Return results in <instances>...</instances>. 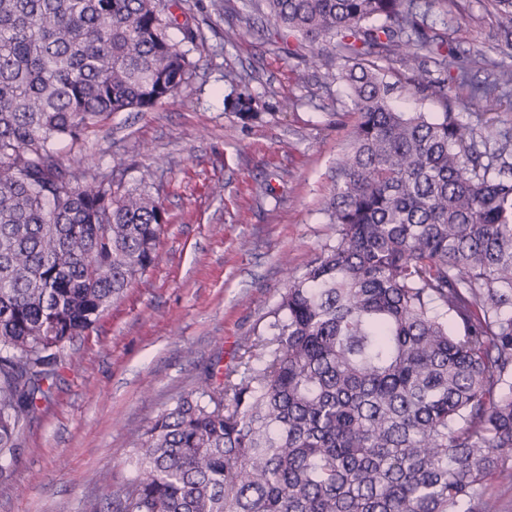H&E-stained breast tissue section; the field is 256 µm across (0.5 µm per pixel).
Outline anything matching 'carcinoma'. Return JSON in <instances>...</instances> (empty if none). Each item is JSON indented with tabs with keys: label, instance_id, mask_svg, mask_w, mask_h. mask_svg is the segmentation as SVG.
I'll return each instance as SVG.
<instances>
[{
	"label": "carcinoma",
	"instance_id": "obj_1",
	"mask_svg": "<svg viewBox=\"0 0 512 512\" xmlns=\"http://www.w3.org/2000/svg\"><path fill=\"white\" fill-rule=\"evenodd\" d=\"M307 61L338 64L356 115L327 206L336 241L288 281L244 371L200 385L139 435L112 512H498L512 486V162L455 112L389 103V60L491 109L404 0H265ZM512 48V0H491ZM176 0H0V457L49 400L65 343L154 265L165 211L65 165L116 112L175 96L193 67ZM429 59L440 77L422 67ZM225 107L261 119L240 93Z\"/></svg>",
	"mask_w": 512,
	"mask_h": 512
}]
</instances>
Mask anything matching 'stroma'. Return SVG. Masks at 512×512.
<instances>
[{
  "label": "stroma",
  "instance_id": "obj_1",
  "mask_svg": "<svg viewBox=\"0 0 512 512\" xmlns=\"http://www.w3.org/2000/svg\"><path fill=\"white\" fill-rule=\"evenodd\" d=\"M177 13L196 32L190 43L170 31L195 63L181 91L54 145L64 163L84 159L104 182L154 198L167 223L155 264L61 352L53 395L0 483V512H112L114 493L138 478L137 431L205 369L221 380L242 371L289 278L336 239L326 207L355 122L336 69L309 65L296 39L274 42L264 0H178ZM429 18L449 44L491 58L473 81L512 71L489 0H431ZM387 79L403 111L449 109L489 143L512 141V105L486 112L453 87L440 98L395 64ZM242 91L261 120L226 110Z\"/></svg>",
  "mask_w": 512,
  "mask_h": 512
}]
</instances>
